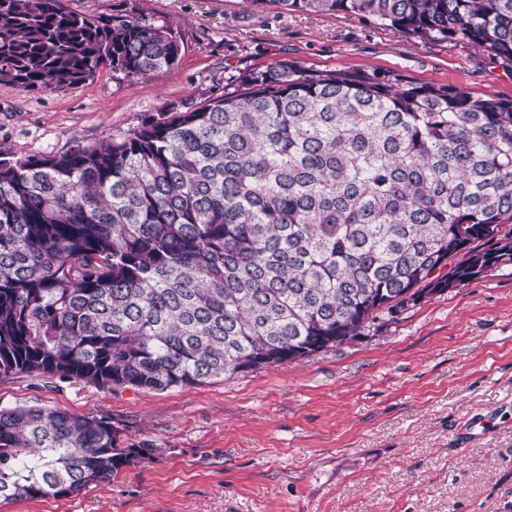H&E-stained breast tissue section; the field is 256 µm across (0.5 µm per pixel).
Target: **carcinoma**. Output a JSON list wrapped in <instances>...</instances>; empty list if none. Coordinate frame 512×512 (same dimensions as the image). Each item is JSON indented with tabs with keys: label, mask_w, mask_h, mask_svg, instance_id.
Returning <instances> with one entry per match:
<instances>
[{
	"label": "carcinoma",
	"mask_w": 512,
	"mask_h": 512,
	"mask_svg": "<svg viewBox=\"0 0 512 512\" xmlns=\"http://www.w3.org/2000/svg\"><path fill=\"white\" fill-rule=\"evenodd\" d=\"M464 40L512 63V0H255ZM172 31L0 0V84L175 67ZM512 262V100L278 59L119 139L0 158V377L164 391L309 357ZM395 299L392 306L385 302ZM110 419L0 409V502L153 449Z\"/></svg>",
	"instance_id": "cac0c4a2"
}]
</instances>
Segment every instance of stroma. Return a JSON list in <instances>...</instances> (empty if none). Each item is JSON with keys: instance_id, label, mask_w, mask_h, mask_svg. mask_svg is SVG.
Returning <instances> with one entry per match:
<instances>
[{"instance_id": "stroma-1", "label": "stroma", "mask_w": 512, "mask_h": 512, "mask_svg": "<svg viewBox=\"0 0 512 512\" xmlns=\"http://www.w3.org/2000/svg\"><path fill=\"white\" fill-rule=\"evenodd\" d=\"M172 30L182 58L147 78L104 68L67 91L0 84V152L93 144L231 90L277 59L512 99V65L464 41L251 0H63ZM110 418L151 459L74 495L0 512H512V262L422 300L361 339L166 391L0 378V408Z\"/></svg>"}]
</instances>
